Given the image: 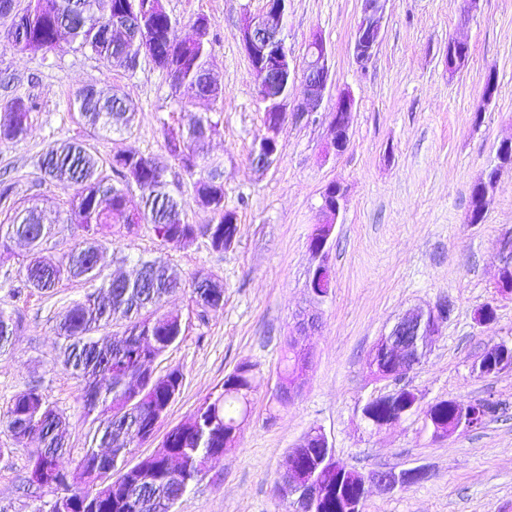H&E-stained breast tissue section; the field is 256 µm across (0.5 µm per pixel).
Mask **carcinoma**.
<instances>
[{"instance_id": "1", "label": "carcinoma", "mask_w": 512, "mask_h": 512, "mask_svg": "<svg viewBox=\"0 0 512 512\" xmlns=\"http://www.w3.org/2000/svg\"><path fill=\"white\" fill-rule=\"evenodd\" d=\"M10 16L4 38L17 46L36 45L45 50L54 48L58 29H70L72 40L81 49H88L110 69H133L131 58L119 55L105 37L114 20L132 28L135 21L148 17L151 37L137 45L135 54L149 59L165 71L175 69L181 75L183 89L180 97L189 101L205 89L201 74L214 66L210 50V29L204 28L191 39L177 35L180 22L160 0H29L18 8L17 0H0V17ZM74 103L81 116L93 127L106 131L119 127L131 130L134 109L111 88H81L75 92ZM11 113L0 124V141L12 142L27 133L28 115L33 109L20 97L9 103ZM218 123L208 116H192L186 133L166 134L165 149L194 181L195 201L210 214L206 224H188L182 218L183 204L168 191L165 169L152 159L134 153L123 159L103 160L81 142L63 141L47 147L38 159L40 170L52 181L75 192L66 201V209L48 216L35 209L16 210L9 224H0L1 239H19L31 246L32 257L26 267L24 287L49 290L66 278H81L88 282L100 277L94 258L99 252L98 235L115 224L134 232L140 223L152 225L155 236L165 243L189 245L199 237L208 239L212 249L224 251L236 241L239 228L235 212L224 205V170L220 163L205 158L208 138L216 132ZM142 190L140 198L130 194V187ZM490 201L476 187L472 191V218H483ZM59 223L77 224L83 230L82 240L61 259L55 261L42 254L44 242ZM185 287L182 279L161 259L146 260L130 283L115 285L110 280L100 289L74 303L57 326L63 340L62 367L92 388L97 378L108 380L104 398L85 400L92 410L102 405L101 419L92 436V443L111 449L101 454L90 447L81 456L80 467L89 474L97 468H115L120 457L135 442L143 441L138 424L145 427L156 410L164 407L175 391L172 379L178 370L169 371L148 385L141 398L128 406V383L141 374L144 358L141 346L114 343L101 334L114 321L126 328L138 330L140 341L153 346L147 351L159 357L177 340L175 315H160L163 299ZM191 298L201 312L218 307L224 299V289L217 285L214 275L197 270L191 281ZM16 331L12 315L0 310V352L9 345ZM256 381L236 369L225 377L220 392L210 394L198 409L194 421H187L168 435V450L181 457L179 477L168 476L166 455L146 457L141 463L150 477L142 491L121 498L122 485L112 480L87 485L86 495L94 502V512H173L186 489L201 478L202 470L211 468L224 457V432L241 413L248 411ZM427 417L433 423L451 424L459 420L460 405L456 399L441 401L430 408ZM6 427L18 441L32 436L40 439L42 447L32 449V458L51 472L67 476L58 464L65 453L64 433L67 418L50 405L36 388H29L13 399L7 411Z\"/></svg>"}]
</instances>
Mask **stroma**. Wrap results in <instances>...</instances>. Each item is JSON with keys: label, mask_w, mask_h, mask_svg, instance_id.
<instances>
[{"label": "stroma", "mask_w": 512, "mask_h": 512, "mask_svg": "<svg viewBox=\"0 0 512 512\" xmlns=\"http://www.w3.org/2000/svg\"><path fill=\"white\" fill-rule=\"evenodd\" d=\"M164 5L180 20V37L191 36L196 15L211 24L212 78L224 110L207 151L224 163V204L235 212L239 233L223 251L203 238L163 243L147 224L133 235L115 225L101 239L103 276L127 275L138 260L162 258L186 281L198 269L212 272L224 290L223 306L204 313L186 289L164 301L162 313L179 314L183 334L152 368L158 375L179 369L183 382L154 438L133 444L127 462L152 454L229 373L249 363L258 381L250 417L176 512H292L277 481L289 451L315 426L324 428L337 458L359 472L427 467L428 479L404 490L370 487L364 512H512V372L482 378L471 370L489 345L512 343V297H499L495 288L497 241L512 228V170L499 178L482 222L470 221L473 187L500 142L512 137V0H480L469 15L461 0H388L382 41L362 69L350 50L359 0H288L283 34L295 68L303 67L311 38L322 36L335 85L321 111L284 123L280 153L265 169L252 163L264 112L239 39L243 15L261 13L264 0ZM8 26L0 17V120L12 98L31 101L33 109L27 135L0 143V180L14 185L10 201L0 205V223L23 205L61 207L67 190L51 183L37 160L48 145L72 138L102 158L134 151L166 166L185 221L208 222L194 201L192 178L164 148L165 129L185 128L192 114H211L208 101L182 103L166 73L145 58L135 70H113L66 39L49 51L18 52L3 37ZM455 38L467 41L469 57L452 76L445 50ZM490 78L497 90L488 100ZM91 85L115 87L135 104L131 132L91 128L70 107L75 91ZM343 90L354 112L348 146L338 154L330 145L331 109ZM336 182L346 197L328 251L331 290L318 304L306 288L316 264L309 241L321 196ZM28 259L27 246L16 242L0 256V309L17 324L9 350L0 353V417L17 394L38 387L68 418L63 464L70 469L89 448L98 414L83 404V382L61 366L56 325L93 286L64 279L48 291L24 287ZM441 302L450 313L422 365L400 382L375 379L368 356L377 339L406 311ZM488 303L495 320L477 323L475 311ZM311 311L319 314L318 327L303 340L311 368L300 392L284 402L277 382L288 338ZM401 383L428 404L489 400L498 412L479 429L437 441L422 433L416 416L366 430L362 406ZM30 466L27 443L0 424V512H47L53 494L27 484Z\"/></svg>", "instance_id": "1"}]
</instances>
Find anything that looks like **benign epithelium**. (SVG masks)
<instances>
[{
    "label": "benign epithelium",
    "mask_w": 512,
    "mask_h": 512,
    "mask_svg": "<svg viewBox=\"0 0 512 512\" xmlns=\"http://www.w3.org/2000/svg\"><path fill=\"white\" fill-rule=\"evenodd\" d=\"M387 0H361V15L351 45L354 64L364 68L372 61L382 40V20ZM288 10V0H268L262 13L257 16L245 15L240 27V39L247 57L256 60L258 72L254 75L257 97L269 113L265 124L266 132L255 149L252 159L259 167L271 163V157L279 144V133L287 114L296 118L310 115L322 107L325 95L335 84V76L330 66V56L324 40L315 36L310 43V55L302 68V79L307 87L305 97L293 107H288V93L285 92L288 80L295 74V68L282 37L284 19ZM468 44L452 39L448 42V72H460L468 57ZM354 102L350 95L336 96L332 112L333 145L336 152H342L349 142L351 114ZM343 197L341 187L326 190L322 197L319 224L315 225L310 248L317 264L313 268L307 288L316 303L326 297L324 291L331 288L333 271L327 261L328 245L340 212ZM501 256L496 288L500 295H512V229L502 233L498 240ZM448 304L439 303L426 310H417L401 317L390 330L374 344L369 356V365L379 379H392L395 375L412 372L426 357L431 339L441 331L447 316ZM297 359L293 362L296 373L291 383L279 380L280 398L284 401L296 395L303 384L309 365V357L296 348ZM512 349L501 346L499 362L492 363L490 357L481 355L472 365V372L482 375L491 370L498 375L512 372V359L508 355ZM376 400L396 408L389 417L375 422L367 412H362V420L371 429L380 430L414 416L420 410V395L408 387H399L381 394ZM462 418L452 426H432V438L439 440L459 431L473 430L484 420L487 406L479 401L460 402ZM314 444L321 452L304 455L302 451ZM341 474L350 472L357 478L358 495L347 498L343 512H363L369 487L376 485L393 493L428 479V470L415 466L399 471H375L364 474L341 464L335 455L332 442L323 428H311L298 443V448L288 452L283 465L279 490L288 495L295 504L294 512H323V499L326 495L323 475L330 472Z\"/></svg>",
    "instance_id": "7a95c632"
}]
</instances>
